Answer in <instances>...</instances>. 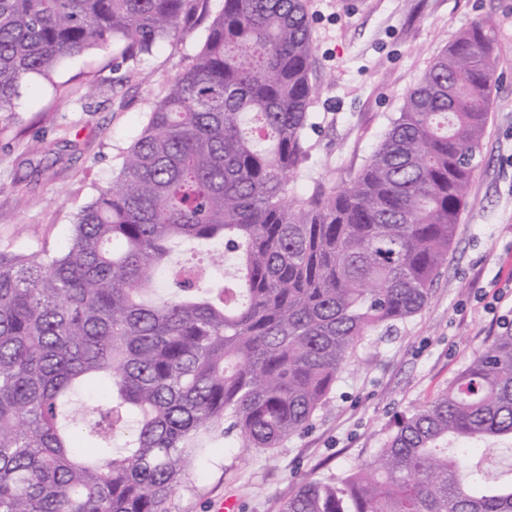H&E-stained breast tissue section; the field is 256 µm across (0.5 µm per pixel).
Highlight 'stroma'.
I'll list each match as a JSON object with an SVG mask.
<instances>
[{
    "instance_id": "stroma-1",
    "label": "stroma",
    "mask_w": 512,
    "mask_h": 512,
    "mask_svg": "<svg viewBox=\"0 0 512 512\" xmlns=\"http://www.w3.org/2000/svg\"><path fill=\"white\" fill-rule=\"evenodd\" d=\"M315 53L304 173L346 186L447 43L488 19L496 43L490 119L468 206L426 306L365 337L311 428L279 448L225 449L188 471L171 512H280L304 476L333 479L370 461L402 415L430 401L512 321V0H305ZM178 34L130 69L112 47L67 58L27 82L0 133V248L60 249L73 216L110 186L121 153L202 48Z\"/></svg>"
}]
</instances>
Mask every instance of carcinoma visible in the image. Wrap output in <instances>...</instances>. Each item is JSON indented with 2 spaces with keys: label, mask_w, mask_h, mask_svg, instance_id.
Wrapping results in <instances>:
<instances>
[{
  "label": "carcinoma",
  "mask_w": 512,
  "mask_h": 512,
  "mask_svg": "<svg viewBox=\"0 0 512 512\" xmlns=\"http://www.w3.org/2000/svg\"><path fill=\"white\" fill-rule=\"evenodd\" d=\"M207 2L0 0V114L65 58L112 43L134 66L209 20L65 246L0 249V512H171L207 445L308 429L359 342L419 313L448 260L489 121L488 22L433 61L349 187L297 192L305 2ZM189 242L223 245L217 275L175 260ZM84 386L103 400L82 424ZM281 512H512V323L368 463L301 479Z\"/></svg>",
  "instance_id": "obj_1"
}]
</instances>
